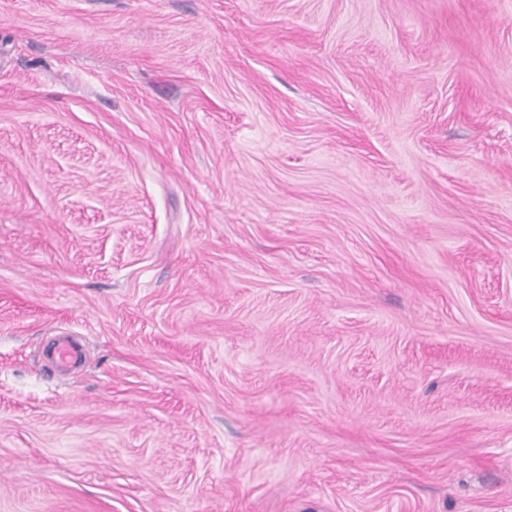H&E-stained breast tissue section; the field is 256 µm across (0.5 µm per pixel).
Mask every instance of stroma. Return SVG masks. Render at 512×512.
Wrapping results in <instances>:
<instances>
[{
  "instance_id": "1",
  "label": "stroma",
  "mask_w": 512,
  "mask_h": 512,
  "mask_svg": "<svg viewBox=\"0 0 512 512\" xmlns=\"http://www.w3.org/2000/svg\"><path fill=\"white\" fill-rule=\"evenodd\" d=\"M0 512H512V0H0Z\"/></svg>"
}]
</instances>
